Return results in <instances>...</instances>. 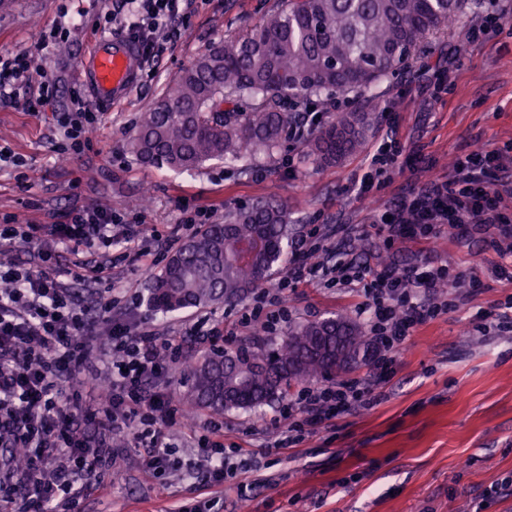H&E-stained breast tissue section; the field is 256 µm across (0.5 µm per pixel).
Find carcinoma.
<instances>
[{
	"label": "carcinoma",
	"instance_id": "1",
	"mask_svg": "<svg viewBox=\"0 0 512 512\" xmlns=\"http://www.w3.org/2000/svg\"><path fill=\"white\" fill-rule=\"evenodd\" d=\"M465 0H282L253 30L203 51L144 113L129 140L148 166L193 171L212 160L272 159L295 113L352 95L302 141L317 167L340 165L373 129L380 87L448 29ZM262 239L254 259L242 246ZM288 209L269 196L224 212L187 238L152 276L150 305L161 312L237 303L286 265ZM369 345L355 319L340 314L297 323L273 347L214 350L188 360L190 406L215 415L283 398L295 384L327 381L363 362Z\"/></svg>",
	"mask_w": 512,
	"mask_h": 512
}]
</instances>
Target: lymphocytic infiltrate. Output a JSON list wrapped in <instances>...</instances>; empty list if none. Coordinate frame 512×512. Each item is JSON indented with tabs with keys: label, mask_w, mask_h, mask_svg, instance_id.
I'll list each match as a JSON object with an SVG mask.
<instances>
[{
	"label": "lymphocytic infiltrate",
	"mask_w": 512,
	"mask_h": 512,
	"mask_svg": "<svg viewBox=\"0 0 512 512\" xmlns=\"http://www.w3.org/2000/svg\"><path fill=\"white\" fill-rule=\"evenodd\" d=\"M186 0H121L106 25H120L140 48L144 66H152L160 46L179 39ZM39 83V103L57 95L58 81L47 71H33L23 52L0 56V100H11L20 86ZM100 121L81 93L59 122V151L79 154L90 147V131ZM501 156L480 150L456 158L453 175L433 179L424 194L374 230L386 240L416 231L432 238L441 227L496 224L500 237L493 246L512 257V227L502 224L500 192L485 188ZM210 210H184L181 229L161 232L134 224L102 205L70 211L62 224H22L0 218V245L33 255L30 263L0 269V503L24 486L35 512H80L88 489L111 476V438L128 432L143 448V466L155 475L174 469L164 430L176 425L178 406L171 391L156 382L167 359L183 350L180 337L149 326L137 306H120L113 296V270L118 262L148 271L160 253L177 248L180 230L208 224ZM333 255L335 248L321 226L292 243L288 269L275 294L244 315L241 328L276 334L288 320L289 295L299 285L321 280L361 289L369 324L373 371L341 382L301 389L283 408L285 423L275 440L279 449L295 447L307 429L357 409H371L378 400L384 371L406 349L418 325L447 311V297L438 295L441 274L420 266L375 270L367 263L339 259L311 265L309 254ZM94 284L100 291L93 305L76 297L74 284ZM110 326L107 345L86 333L90 317ZM205 462L203 481L220 485L235 477L224 448V426L207 421L196 437ZM25 449L28 466L18 471L14 449Z\"/></svg>",
	"instance_id": "1"
}]
</instances>
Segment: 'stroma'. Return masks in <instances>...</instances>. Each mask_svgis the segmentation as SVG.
<instances>
[{
    "instance_id": "stroma-1",
    "label": "stroma",
    "mask_w": 512,
    "mask_h": 512,
    "mask_svg": "<svg viewBox=\"0 0 512 512\" xmlns=\"http://www.w3.org/2000/svg\"><path fill=\"white\" fill-rule=\"evenodd\" d=\"M115 0H15L0 11V55L33 51L41 31L75 22L66 43L35 53L34 69L62 80L58 98L37 111L26 108L35 85L13 102H0V146L22 156L21 169L0 168V213L25 224H58L71 209L112 207L135 224L165 230L180 223V203L210 208L214 221L227 208L272 194L287 206L294 234L326 225L337 250L384 269L449 266L459 276L456 305L413 330L407 350L382 385L383 398L319 427L297 448L272 443L282 425L281 404L226 411L224 443L256 458L260 487L241 499L236 480L204 486L189 465L197 451L185 430L166 436L179 469L149 475L142 449L119 438L112 480L88 492L85 512H173L183 502L216 499L218 512H512V334L494 336L482 326L512 306V258L492 247L494 224H466L430 241L408 239L386 247L372 225L428 190L432 175H448L456 157L484 148H512V13L496 31L463 44L479 16L468 9L457 27L420 52L399 77L381 87L377 120L363 150L342 165L313 168L299 141L288 140L275 159L242 169L218 160L178 173L142 165L128 139L144 112L208 46L259 24L280 0H190L189 26L166 44L150 75L141 76L123 103L101 109L90 151L57 154L58 122L78 86V64L101 31L98 22ZM459 55H451L456 44ZM396 135L402 152L380 185L358 196L350 185L361 175L375 144ZM80 188H73V181ZM354 288L323 282L300 285L290 295L291 323L346 313L367 324L371 311ZM242 304L208 306L224 327V347L259 342L238 325ZM501 487L487 497L490 487Z\"/></svg>"
}]
</instances>
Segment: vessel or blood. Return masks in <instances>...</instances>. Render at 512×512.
Returning <instances> with one entry per match:
<instances>
[{"label": "vessel or blood", "instance_id": "obj_1", "mask_svg": "<svg viewBox=\"0 0 512 512\" xmlns=\"http://www.w3.org/2000/svg\"><path fill=\"white\" fill-rule=\"evenodd\" d=\"M141 58L131 41L105 35L94 41L85 54L78 78L99 102H124L139 81Z\"/></svg>", "mask_w": 512, "mask_h": 512}]
</instances>
